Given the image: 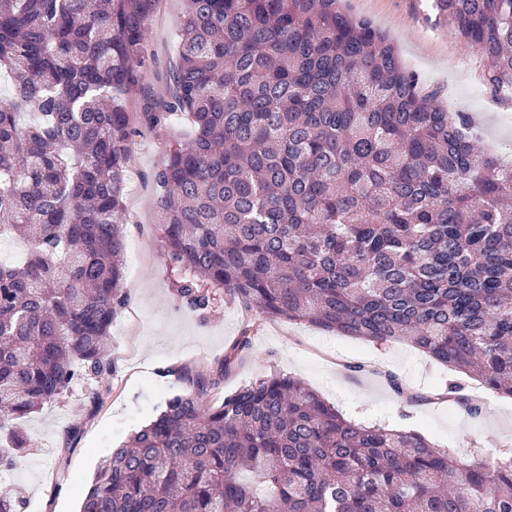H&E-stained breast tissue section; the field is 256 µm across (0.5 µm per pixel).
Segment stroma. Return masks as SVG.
Returning <instances> with one entry per match:
<instances>
[{
  "label": "stroma",
  "instance_id": "35a3bbf8",
  "mask_svg": "<svg viewBox=\"0 0 512 512\" xmlns=\"http://www.w3.org/2000/svg\"><path fill=\"white\" fill-rule=\"evenodd\" d=\"M345 7L371 19L394 43L404 65L419 74L423 90L436 92L437 106L472 115L481 150L495 141L512 143V94L491 89L481 56L429 15L424 0H345ZM183 8L184 0H163L151 29L154 65L147 80L159 94ZM165 150L164 140L146 134L127 173L124 202L132 216L124 227L127 301L108 348L111 373L75 381L19 423L27 447L9 487L24 499L21 512H78L98 467L154 419L172 394L188 390L182 369H216L225 348L253 321L230 296L205 313L182 303L156 219L152 174ZM274 373L300 379L346 418L418 432L465 461L512 450V399L492 395L481 415L472 417L461 404L435 403L431 396L451 383L473 393L478 383L411 344L381 345L285 320L263 323L252 333L241 364L209 391L207 404L220 407L225 396ZM389 373L403 380L409 397L390 389ZM92 391L101 394L95 406L88 398Z\"/></svg>",
  "mask_w": 512,
  "mask_h": 512
}]
</instances>
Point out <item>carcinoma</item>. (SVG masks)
I'll use <instances>...</instances> for the list:
<instances>
[{
    "instance_id": "1",
    "label": "carcinoma",
    "mask_w": 512,
    "mask_h": 512,
    "mask_svg": "<svg viewBox=\"0 0 512 512\" xmlns=\"http://www.w3.org/2000/svg\"><path fill=\"white\" fill-rule=\"evenodd\" d=\"M159 0H0V467L17 420L110 369L126 295L125 173L141 126L178 294L219 291L377 344L406 341L512 396V170L477 152L366 17L341 0H185L166 92L147 86ZM512 91V0H432ZM37 115L33 123L24 116ZM192 379L96 472L80 512H512V456L462 462L414 431L349 420L293 377L204 396Z\"/></svg>"
}]
</instances>
